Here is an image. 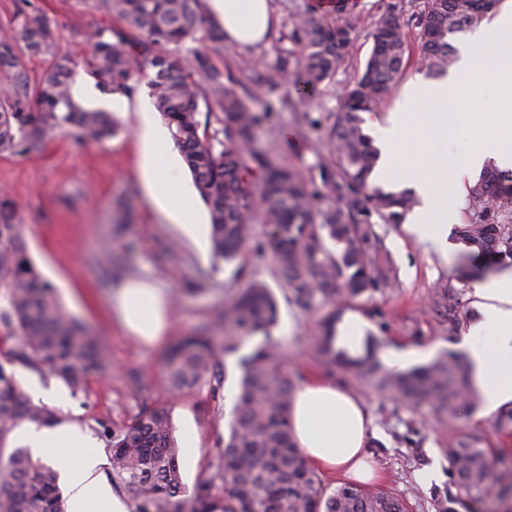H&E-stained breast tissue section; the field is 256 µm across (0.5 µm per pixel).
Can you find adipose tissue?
Masks as SVG:
<instances>
[{"label":"adipose tissue","mask_w":512,"mask_h":512,"mask_svg":"<svg viewBox=\"0 0 512 512\" xmlns=\"http://www.w3.org/2000/svg\"><path fill=\"white\" fill-rule=\"evenodd\" d=\"M210 10L224 31L227 44L253 46L267 42L275 30L269 0H209ZM512 41V0L505 3L491 23L469 36L460 48L455 75L432 83L415 77L408 85L397 112L387 122L366 113L367 125H382L386 156L373 172L376 181L391 184L400 176L412 179L424 205L409 216L410 230L446 245L448 226L456 218L455 202L461 190L458 168L481 170L486 162L512 168V142L499 137L502 128H512V54L496 47ZM497 85L499 110L492 113L487 130L477 131L476 150L467 152L461 164L444 158L403 157L396 150L402 136L428 141L448 140L461 119L465 103L458 97L462 79ZM139 139L144 150V185L153 202L168 211L173 223L193 232L197 213L178 165L170 160L167 138L151 113L140 115ZM472 306L477 318L468 324L455 345L467 364L473 385L481 397L478 418L487 419L512 407V265L475 284ZM115 313L123 328L136 340L154 344L168 325L164 292L153 282L126 281L120 288ZM291 428L308 463L333 471L343 478L368 483L378 471L364 454L367 416L350 391L319 378L312 379L294 397ZM21 439L38 455L70 456L63 470L68 488L67 512H127L125 504L101 479L98 466L102 450L95 439L63 425L34 430L26 425Z\"/></svg>","instance_id":"ef3b65f1"}]
</instances>
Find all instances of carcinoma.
<instances>
[{
	"instance_id": "obj_1",
	"label": "carcinoma",
	"mask_w": 512,
	"mask_h": 512,
	"mask_svg": "<svg viewBox=\"0 0 512 512\" xmlns=\"http://www.w3.org/2000/svg\"><path fill=\"white\" fill-rule=\"evenodd\" d=\"M115 17L116 26L91 36L86 64L98 87L133 94L141 76L154 107L181 151L196 189L210 210L214 255L231 260L252 236L251 213L260 209L265 238L280 267L285 286L305 309L316 298L347 304L390 281L372 251V216L400 224L416 206L408 189L385 192L370 186L378 151L362 129L361 114L375 111L382 95L403 75L409 61L407 29H417L421 64L443 75L456 60L452 40L478 26L501 0H418L410 15L403 3L391 5L371 33L372 49L364 69L345 88L329 130L334 167L321 171L322 187L298 173L273 165L253 153L263 183L261 199L247 189L251 169L245 154L260 117L246 95L229 89L224 74L199 47L185 50L205 20L203 0H92ZM18 34L30 56L56 49L52 20L30 0L16 16ZM290 39L303 50L302 60L282 48L274 72L259 73L248 59L243 69L266 81L285 79L303 66L306 85L298 101H309L348 58L356 39V13L295 14ZM19 67L9 40H0V70ZM72 60L54 58L48 86L27 105V84L19 81L0 91V154L23 156L51 133L67 126L78 141L113 136L119 125L103 111L81 107L71 86ZM336 195L325 208L320 202ZM455 239L463 257L490 269L512 259V170L484 168L468 188L465 221ZM336 242L334 251L327 241ZM277 306L260 282L229 297L216 313L225 335L205 332L185 336L163 357L164 381L172 393L192 390L206 381L223 382L221 355L237 352L257 333L264 339L238 360L239 391L216 475L187 486L179 468L180 448L173 437L169 410L148 407L132 425L112 429L99 422L110 447L112 485L132 495L133 512H409L406 499L391 491L372 492L342 484L331 490L296 446L290 409L297 389L280 368L270 336ZM336 310L323 318L317 348L322 363L354 379L372 380L412 408L425 405L453 413L473 401L465 363L448 355L430 365L394 374L385 370L377 345L366 338L352 353L334 345ZM0 325L15 340L0 352V512H63L58 474L11 445L25 425L55 427L71 421L26 396L8 369L19 360L62 380L73 393L89 379L110 370L108 354L83 323L63 307L57 289L32 260L20 225L0 206ZM476 434L461 433L448 449V464L473 504H481L489 481L491 449Z\"/></svg>"
}]
</instances>
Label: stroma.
Returning a JSON list of instances; mask_svg holds the SVG:
<instances>
[{
	"mask_svg": "<svg viewBox=\"0 0 512 512\" xmlns=\"http://www.w3.org/2000/svg\"><path fill=\"white\" fill-rule=\"evenodd\" d=\"M32 2L52 19L58 49L75 62L76 102L111 112L120 131L80 145L76 129L66 128L28 155H0V196L12 202L13 220L22 228L33 261L57 286L67 311L100 338L112 364L106 377L90 379L85 391L75 394L61 380L17 362L12 370L21 389L34 403L74 416L77 425L94 436L100 422L122 428L143 407H168L176 441H183L189 430L197 435L196 452L184 451L179 457L183 481L193 485L214 471L217 450L228 432L239 373L234 357H227L220 396H212L205 384L175 395L163 381V355L168 344L202 326H210L212 335H221V327L213 322L215 311L223 307L226 297L261 282L276 300L278 318L271 334L280 342L284 370L304 381L326 378L350 389L365 404L371 417L366 451L381 469L379 487L407 498L411 512H434L432 490L459 489L448 467L451 444L459 433H476L488 438L502 459L494 467L482 505L484 512H498L500 495L512 484L502 466L503 461L512 460V433L498 432L496 419H474L477 405H470L469 415L453 419L429 406L413 409L390 392L355 384L322 365L315 345L329 307L323 304L308 311L292 301L278 266L261 251L266 238L260 217L251 219L253 239L237 259L227 262L212 252L210 214L204 201L196 203L201 236L195 239L172 224L148 197L138 115L154 109L149 89L139 85L131 96L103 92L85 65L89 36L111 25V18L84 0ZM322 2L270 0L277 27L267 45L250 48L223 41L207 45L213 62L224 72L225 85L248 88L247 104L262 117L250 136L252 151L310 183L319 182L321 167L334 163L327 137L330 117L343 90L369 57L373 24L387 0H358V36L350 57L308 103H298L292 82L248 79L238 63L251 55L259 58L262 70L271 69L291 32L290 14L299 8L321 7ZM19 5L20 0H0V37H11L20 57L18 70L0 71V88L21 73L35 93L45 87L53 60L48 55L26 56L13 21ZM465 94L475 105L448 141V153L457 161L476 145L473 127L486 124L489 112L496 109L495 87L477 86ZM373 227L379 259L393 268L391 281L366 292L346 311L363 320L364 334L373 337L380 350L409 351L412 366L429 364L451 352L456 336L474 319L470 292L479 275L461 253L443 255L408 234L403 225L377 219ZM129 279L154 281L172 296L170 329L163 343L141 344L114 319L112 295ZM434 467L438 477L424 479V472Z\"/></svg>",
	"mask_w": 512,
	"mask_h": 512,
	"instance_id": "1",
	"label": "stroma"
}]
</instances>
